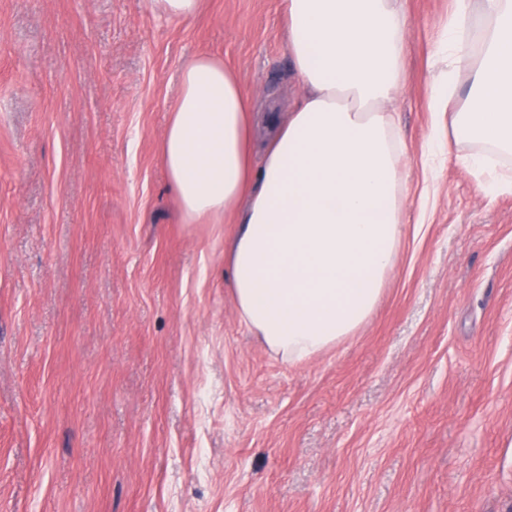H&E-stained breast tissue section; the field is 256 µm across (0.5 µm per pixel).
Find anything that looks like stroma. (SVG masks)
Listing matches in <instances>:
<instances>
[{"label": "stroma", "instance_id": "stroma-1", "mask_svg": "<svg viewBox=\"0 0 512 512\" xmlns=\"http://www.w3.org/2000/svg\"><path fill=\"white\" fill-rule=\"evenodd\" d=\"M408 222L355 335L293 363L242 321L234 214L160 147L182 71L300 96L282 0H0V512H512V193L428 111L451 0H400ZM152 11L172 18H189L196 14L199 0H149Z\"/></svg>", "mask_w": 512, "mask_h": 512}]
</instances>
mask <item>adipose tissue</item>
I'll use <instances>...</instances> for the list:
<instances>
[{
	"label": "adipose tissue",
	"instance_id": "obj_1",
	"mask_svg": "<svg viewBox=\"0 0 512 512\" xmlns=\"http://www.w3.org/2000/svg\"><path fill=\"white\" fill-rule=\"evenodd\" d=\"M302 88L262 153L236 74L199 57L162 157L189 221L235 213L224 253L244 323L302 362L371 317L406 222L407 142L390 102L402 80L398 0H283ZM429 108L489 195L512 193V0H452Z\"/></svg>",
	"mask_w": 512,
	"mask_h": 512
}]
</instances>
